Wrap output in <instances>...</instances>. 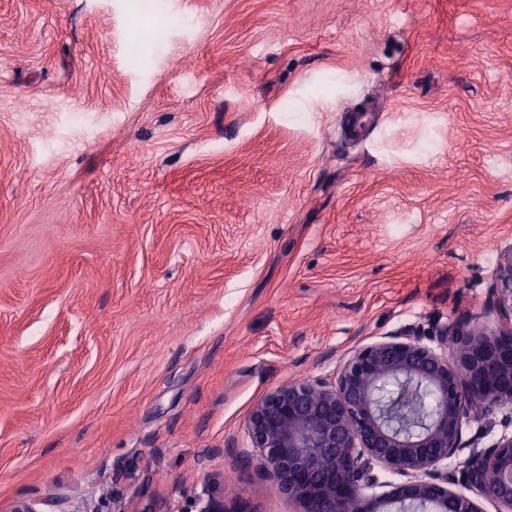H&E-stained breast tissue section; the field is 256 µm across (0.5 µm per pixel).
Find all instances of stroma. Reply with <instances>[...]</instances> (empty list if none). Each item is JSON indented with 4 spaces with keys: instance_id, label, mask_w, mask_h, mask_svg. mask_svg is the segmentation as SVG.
Instances as JSON below:
<instances>
[{
    "instance_id": "stroma-1",
    "label": "stroma",
    "mask_w": 512,
    "mask_h": 512,
    "mask_svg": "<svg viewBox=\"0 0 512 512\" xmlns=\"http://www.w3.org/2000/svg\"><path fill=\"white\" fill-rule=\"evenodd\" d=\"M510 249L512 0H0V512H301L254 403Z\"/></svg>"
}]
</instances>
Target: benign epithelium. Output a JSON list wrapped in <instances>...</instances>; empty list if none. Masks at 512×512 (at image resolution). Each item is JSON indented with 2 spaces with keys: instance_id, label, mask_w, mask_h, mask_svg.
<instances>
[{
  "instance_id": "7a95c632",
  "label": "benign epithelium",
  "mask_w": 512,
  "mask_h": 512,
  "mask_svg": "<svg viewBox=\"0 0 512 512\" xmlns=\"http://www.w3.org/2000/svg\"><path fill=\"white\" fill-rule=\"evenodd\" d=\"M489 305L492 328L467 320L433 328L440 353L402 328L352 350L332 381H290L262 396L247 433L268 479L302 512H485L464 487L512 512V435L460 458L463 419L512 403L511 251L499 260ZM408 389L436 404L404 430L394 413ZM453 459L461 468L448 469ZM377 465L409 480L370 495Z\"/></svg>"
}]
</instances>
